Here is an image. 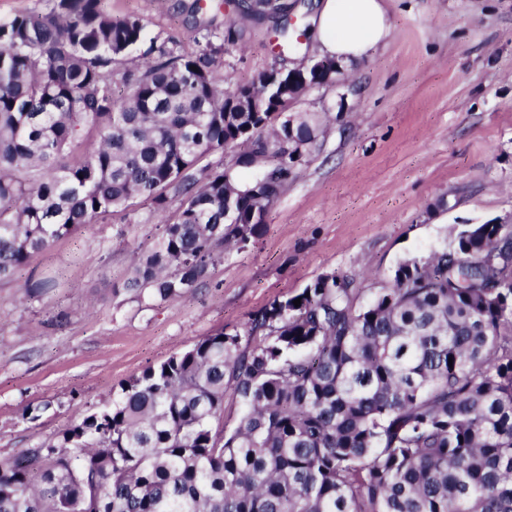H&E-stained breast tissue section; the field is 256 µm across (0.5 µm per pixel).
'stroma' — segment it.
<instances>
[{
  "label": "stroma",
  "mask_w": 512,
  "mask_h": 512,
  "mask_svg": "<svg viewBox=\"0 0 512 512\" xmlns=\"http://www.w3.org/2000/svg\"><path fill=\"white\" fill-rule=\"evenodd\" d=\"M103 0L146 24V41L189 53L201 25L224 31L227 0ZM392 33L344 65L343 93L315 89L298 112L329 113L320 146L267 214L197 290L160 301L124 289L162 216L140 200L77 229L0 281V459L57 439L144 369L218 330L241 328L316 278H354L360 304L398 264L451 246L467 224L512 219V0H385ZM318 53H281L270 23L226 44L223 74L250 81ZM57 288L28 294L27 280Z\"/></svg>",
  "instance_id": "stroma-1"
}]
</instances>
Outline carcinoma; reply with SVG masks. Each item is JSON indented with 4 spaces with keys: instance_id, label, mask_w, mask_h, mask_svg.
Listing matches in <instances>:
<instances>
[{
    "instance_id": "obj_1",
    "label": "carcinoma",
    "mask_w": 512,
    "mask_h": 512,
    "mask_svg": "<svg viewBox=\"0 0 512 512\" xmlns=\"http://www.w3.org/2000/svg\"><path fill=\"white\" fill-rule=\"evenodd\" d=\"M101 2L0 22V280L175 194L124 284L173 300L260 232L320 113L291 111L262 73L225 88L215 32L136 64L143 20ZM239 8L286 37L296 2ZM227 149L224 169L200 166ZM0 512H512V225H465L366 305L353 279L319 277L146 368L56 443L1 459Z\"/></svg>"
}]
</instances>
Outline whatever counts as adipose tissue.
Returning <instances> with one entry per match:
<instances>
[{
	"label": "adipose tissue",
	"mask_w": 512,
	"mask_h": 512,
	"mask_svg": "<svg viewBox=\"0 0 512 512\" xmlns=\"http://www.w3.org/2000/svg\"><path fill=\"white\" fill-rule=\"evenodd\" d=\"M320 52L348 64L368 59L391 34L382 0H321L313 18Z\"/></svg>",
	"instance_id": "ef3b65f1"
}]
</instances>
